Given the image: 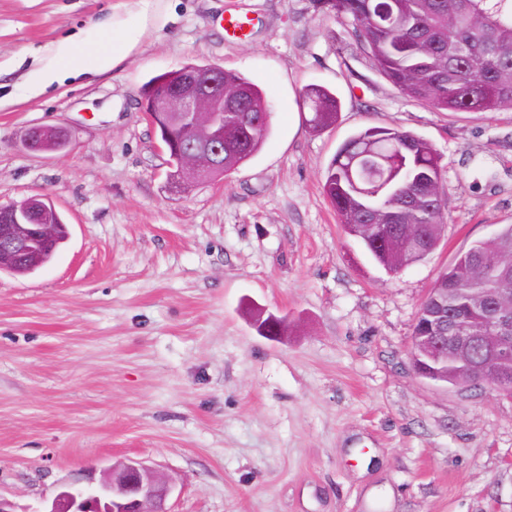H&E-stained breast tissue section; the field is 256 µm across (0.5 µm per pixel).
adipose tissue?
Segmentation results:
<instances>
[{
  "instance_id": "ef3b65f1",
  "label": "adipose tissue",
  "mask_w": 512,
  "mask_h": 512,
  "mask_svg": "<svg viewBox=\"0 0 512 512\" xmlns=\"http://www.w3.org/2000/svg\"><path fill=\"white\" fill-rule=\"evenodd\" d=\"M98 30V35L63 42L52 64L33 76V89H45L65 78L85 74L92 68L105 72L122 60L131 44L130 35L108 36V26L104 23Z\"/></svg>"
}]
</instances>
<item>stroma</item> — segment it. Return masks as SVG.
Returning a JSON list of instances; mask_svg holds the SVG:
<instances>
[{
	"label": "stroma",
	"instance_id": "stroma-1",
	"mask_svg": "<svg viewBox=\"0 0 512 512\" xmlns=\"http://www.w3.org/2000/svg\"><path fill=\"white\" fill-rule=\"evenodd\" d=\"M248 13V41L224 14ZM136 40L112 69L30 90L100 22ZM188 60L272 102L260 152L183 196L141 105ZM331 89L310 131L303 90ZM69 130L34 155V126ZM428 141L444 166L439 245L398 274L344 233L321 179L355 131ZM50 195L69 238L0 271V497L18 512L134 459L171 478L169 512H512V399L443 388L408 356L420 305L478 239L512 224V109L438 112L380 73L313 0H0V203ZM286 321L261 336L252 311ZM252 19L226 13L224 15V38L227 41H241L248 37ZM302 108L309 110L310 117H305L306 125L313 131L330 127L338 117L336 95L324 87L313 86L302 95Z\"/></svg>",
	"mask_w": 512,
	"mask_h": 512
}]
</instances>
